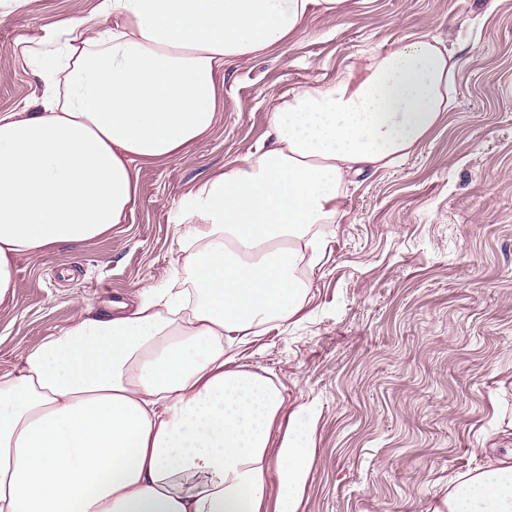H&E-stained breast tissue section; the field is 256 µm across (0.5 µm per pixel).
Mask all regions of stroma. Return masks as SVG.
Segmentation results:
<instances>
[{
  "mask_svg": "<svg viewBox=\"0 0 512 512\" xmlns=\"http://www.w3.org/2000/svg\"><path fill=\"white\" fill-rule=\"evenodd\" d=\"M97 0H28L0 24V112L39 109L22 50ZM425 35L457 63L441 123L353 187L298 322H271L239 361L315 409L299 512H427L451 479L512 453V0H348L285 45L228 64L213 131L137 169L126 223L92 243L17 258L0 305V374L81 310L187 287L179 200L268 131L281 93L329 83L350 57Z\"/></svg>",
  "mask_w": 512,
  "mask_h": 512,
  "instance_id": "1",
  "label": "stroma"
}]
</instances>
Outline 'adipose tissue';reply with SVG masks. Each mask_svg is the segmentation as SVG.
Wrapping results in <instances>:
<instances>
[{
	"instance_id": "1",
	"label": "adipose tissue",
	"mask_w": 512,
	"mask_h": 512,
	"mask_svg": "<svg viewBox=\"0 0 512 512\" xmlns=\"http://www.w3.org/2000/svg\"><path fill=\"white\" fill-rule=\"evenodd\" d=\"M347 0H98L30 55L36 112H0V304L25 252L124 223L138 165L213 127L217 73ZM456 64L419 37L290 87L244 166L178 205L193 295L141 288L83 310L0 375V512H297L315 460L308 406L236 348L308 302L351 177L406 157L448 110ZM433 512H512V462L461 475Z\"/></svg>"
}]
</instances>
